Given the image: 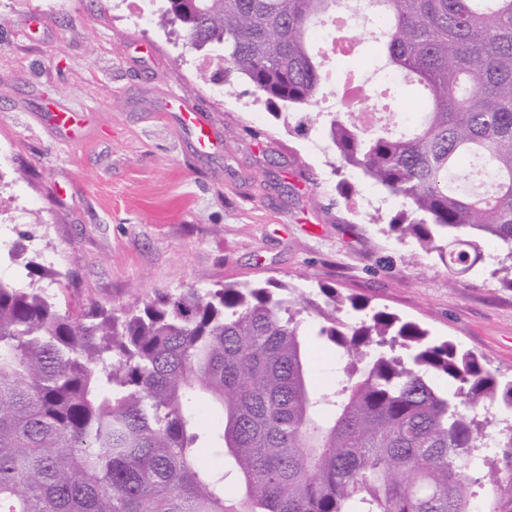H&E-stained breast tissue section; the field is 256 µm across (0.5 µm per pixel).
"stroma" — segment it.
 Returning a JSON list of instances; mask_svg holds the SVG:
<instances>
[{"label": "stroma", "instance_id": "stroma-1", "mask_svg": "<svg viewBox=\"0 0 512 512\" xmlns=\"http://www.w3.org/2000/svg\"><path fill=\"white\" fill-rule=\"evenodd\" d=\"M349 34L352 51L322 66L318 111L335 110L347 74L385 78L363 17ZM202 58L175 31L136 25L125 0H0V277L15 279L24 233L27 259L55 255L62 274L40 287L75 313L190 284L331 283L512 380V289L495 262L456 277L397 239L398 203L335 170L320 124L273 119L247 82L202 79ZM184 98L210 114L218 146L199 147ZM51 109L76 113L78 138L45 120Z\"/></svg>", "mask_w": 512, "mask_h": 512}]
</instances>
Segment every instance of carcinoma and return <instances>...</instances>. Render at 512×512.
<instances>
[{"mask_svg":"<svg viewBox=\"0 0 512 512\" xmlns=\"http://www.w3.org/2000/svg\"><path fill=\"white\" fill-rule=\"evenodd\" d=\"M356 5L384 18L386 72L421 89V110L375 124L347 78L358 94L324 123L340 167L400 200L389 230L455 275L497 244L512 288V0ZM343 6L160 0L155 15L217 57L224 88L245 80L271 116L304 124L326 96L313 29L330 23L332 52L352 50ZM309 325L346 357L332 390L312 389ZM427 336L330 284L218 281L75 315L0 278V512H512V381ZM198 448L232 461L235 493L195 466Z\"/></svg>","mask_w":512,"mask_h":512,"instance_id":"1","label":"carcinoma"}]
</instances>
